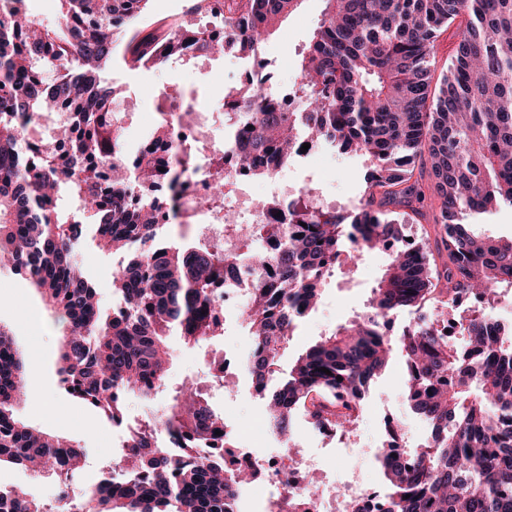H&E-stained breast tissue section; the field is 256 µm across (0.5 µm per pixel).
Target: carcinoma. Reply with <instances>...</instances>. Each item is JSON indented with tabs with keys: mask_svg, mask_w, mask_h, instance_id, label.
Masks as SVG:
<instances>
[{
	"mask_svg": "<svg viewBox=\"0 0 512 512\" xmlns=\"http://www.w3.org/2000/svg\"><path fill=\"white\" fill-rule=\"evenodd\" d=\"M28 0L0 7V257L23 274L61 326L58 377L72 397L114 421L121 394L154 400L166 390L168 336L206 345L223 334L224 296L215 283L249 267H277L274 282L254 284L243 320L253 341L246 372L264 399L275 432L298 414L318 426L353 432L365 386L393 357L380 331L399 310L418 320L399 350L406 398L432 426L406 461L391 446L376 455L388 512H512V342L493 334L481 311L465 327V346L434 327L443 310L473 296L491 305L512 287V237L474 232L468 219L512 206V0H326L327 12L302 54L294 112L252 93L238 165L271 178L291 162L295 132L364 158L360 206L350 223L313 208L303 224H250L242 250L159 235L170 186L201 170L198 151L166 141L158 126L126 149L116 90L103 74L117 63H189L218 50L246 56L300 0H190L185 17L221 12L238 31L226 42L175 21L163 28L150 0H58L55 27ZM460 21L439 94L430 99L432 50ZM117 171L103 183L100 168ZM164 171H159V168ZM139 203L129 208L128 194ZM438 202L426 239L404 244V223ZM71 202L88 216L98 247L118 245L127 264L112 279L121 305L104 309L80 265L83 221L63 216ZM224 203V177L195 207ZM275 237L273 255L256 242ZM383 250L389 264L368 310L309 346L284 370L281 350L315 307L339 258L353 265ZM326 368L331 374L320 371ZM24 363L12 333L0 326V465L38 463L61 476L77 470L85 449L15 415ZM224 418L193 380L173 391L167 413L139 422L122 453L68 512H239L242 474L207 452L224 442ZM144 471L145 483L133 477ZM0 512H57L34 497L0 488Z\"/></svg>",
	"mask_w": 512,
	"mask_h": 512,
	"instance_id": "cac0c4a2",
	"label": "carcinoma"
}]
</instances>
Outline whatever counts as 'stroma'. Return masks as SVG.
<instances>
[{"label":"stroma","mask_w":512,"mask_h":512,"mask_svg":"<svg viewBox=\"0 0 512 512\" xmlns=\"http://www.w3.org/2000/svg\"><path fill=\"white\" fill-rule=\"evenodd\" d=\"M325 7V0H302L298 9L282 21L275 34L264 43L262 53L271 62L273 79L278 85L286 88L294 85L302 51L319 27ZM244 66L243 59L231 53L164 68H112L106 74L107 80L119 89H128L138 95L137 110L125 122L129 145H137L142 133L154 126V99L159 92H191L199 101L211 106L237 82ZM310 169L312 175L308 178L289 168L284 174L290 183L312 185L326 198L339 203L355 204L364 191L366 167L361 156L325 145L319 158L311 161ZM79 259L85 265L101 304L111 307L115 301L112 279L120 268L118 259L98 252L90 238L85 239ZM388 261L385 252L375 251L364 255L356 271H349L344 265L334 266L322 287V297L316 308L298 323L290 337L281 357L282 364H291L321 336L366 311L371 290ZM225 315L227 324L223 336L208 347L192 346L180 337H170L173 364L169 385L175 388L191 378L206 387L212 402L238 425V447L247 448L251 442L245 432L253 420L260 418L263 402L248 389L241 388L231 394L213 381L214 361L224 358L245 361L252 347V340L236 311L226 310ZM0 325L12 332L24 359L25 385L35 393L33 399L24 400L18 406V417L29 425L63 435L86 450L87 474L73 479L70 490L71 496H81L115 453V427L112 421L60 388L57 375L60 329L54 325L44 302L29 281L7 269H0ZM405 378L404 360L393 356L387 369L372 382L358 427L351 436V446L362 451L366 475L373 481L381 477L375 464V453L386 440L385 420L392 417L399 421V444L403 447L412 445L415 437L427 433L425 424L407 405ZM291 431L307 436V446L321 460L328 478L343 481L344 469L337 456L336 441L312 433L310 425L301 417L293 421ZM0 486L23 489L50 503L54 502L57 490L54 476L21 466L0 468Z\"/></svg>","instance_id":"stroma-1"}]
</instances>
